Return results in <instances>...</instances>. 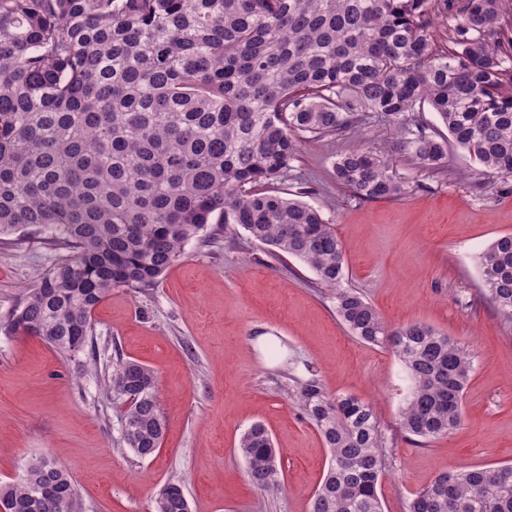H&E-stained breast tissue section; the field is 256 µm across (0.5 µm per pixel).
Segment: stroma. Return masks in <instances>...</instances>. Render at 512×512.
<instances>
[{
  "mask_svg": "<svg viewBox=\"0 0 512 512\" xmlns=\"http://www.w3.org/2000/svg\"><path fill=\"white\" fill-rule=\"evenodd\" d=\"M394 138L378 122L307 143L287 185L333 225L345 286L388 325L421 321L468 347L473 372L457 429L423 445L407 441L402 363L347 334L310 269L244 243L240 229L232 240L190 241L152 287L113 289L93 312L96 362L0 331V484L47 454L72 475L74 512H153L173 478L182 480L190 512H309L328 451L292 394L311 377L328 394L372 408L393 450L378 485L383 512H406L440 472L512 463V325L482 294L478 266L491 242L512 234V179L490 175L476 188L474 161L452 145L444 174L390 154L408 183L400 198L364 200L337 184L338 154ZM54 257L40 233L0 246V322ZM121 358L157 375L167 426L160 450L145 459L124 445L120 409L104 391L105 366ZM256 422L280 452L283 477L270 490L248 481L236 451Z\"/></svg>",
  "mask_w": 512,
  "mask_h": 512,
  "instance_id": "35a3bbf8",
  "label": "stroma"
}]
</instances>
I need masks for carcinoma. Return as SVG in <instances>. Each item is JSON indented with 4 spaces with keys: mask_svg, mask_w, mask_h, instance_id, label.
<instances>
[{
    "mask_svg": "<svg viewBox=\"0 0 512 512\" xmlns=\"http://www.w3.org/2000/svg\"><path fill=\"white\" fill-rule=\"evenodd\" d=\"M432 0H0V243L44 232L62 253L3 323L66 357L85 351L92 313L114 288H149L201 241L237 224L272 255L293 257L332 291L347 333L389 348L409 390L403 433L424 444L462 422L468 349L420 321L387 325L356 289L319 210L286 188L301 143L377 119L392 149L429 173L448 142L482 173L512 177V14L506 0H446L454 23L436 46ZM435 112L448 137L420 118ZM336 183L367 200L406 193L381 152L337 155ZM485 297L512 323V234L480 255ZM156 375L118 361L106 394L130 407L122 441L158 451L166 416ZM293 402L329 460L310 512H383L390 452L373 410L316 379ZM237 451L249 482L279 485L280 458L260 423ZM169 480L154 512H183ZM74 482L46 455L0 484L10 512H73ZM406 512H512V464L439 473Z\"/></svg>",
    "mask_w": 512,
    "mask_h": 512,
    "instance_id": "1",
    "label": "carcinoma"
}]
</instances>
